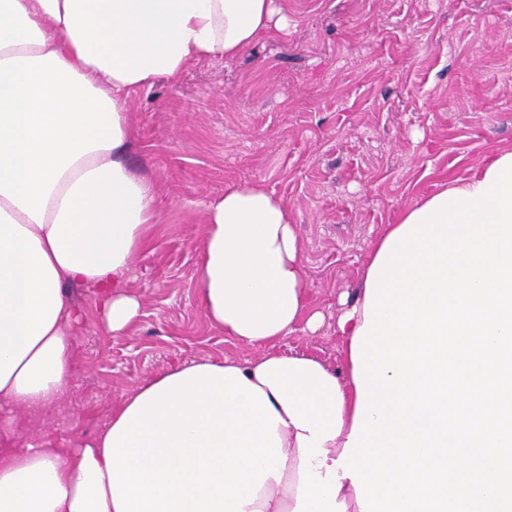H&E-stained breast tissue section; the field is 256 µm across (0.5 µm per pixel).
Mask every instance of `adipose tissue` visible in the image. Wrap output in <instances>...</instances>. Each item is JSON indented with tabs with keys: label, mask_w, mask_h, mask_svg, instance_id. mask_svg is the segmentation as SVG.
<instances>
[{
	"label": "adipose tissue",
	"mask_w": 512,
	"mask_h": 512,
	"mask_svg": "<svg viewBox=\"0 0 512 512\" xmlns=\"http://www.w3.org/2000/svg\"><path fill=\"white\" fill-rule=\"evenodd\" d=\"M287 26L275 0H0V411L37 416L67 393L83 317L69 286L97 289L113 335L139 316L117 284L160 197L126 161L130 94ZM204 218L201 311L257 357L145 378L84 446L0 448V512H360L335 461L365 290L336 318L345 373L282 354L298 324L323 323L287 206L241 183Z\"/></svg>",
	"instance_id": "1"
}]
</instances>
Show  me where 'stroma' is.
Segmentation results:
<instances>
[{
    "label": "stroma",
    "instance_id": "stroma-1",
    "mask_svg": "<svg viewBox=\"0 0 512 512\" xmlns=\"http://www.w3.org/2000/svg\"><path fill=\"white\" fill-rule=\"evenodd\" d=\"M288 27L232 60L131 93L128 164L158 189L160 219L122 281L141 300L119 336L93 288L72 331L64 399L17 415L10 445L76 448L143 379L194 359L257 357L225 339L198 304L204 206L247 182L297 224L317 332L298 324L278 348L344 364L334 332L373 241L400 211L483 156L512 148V0H277Z\"/></svg>",
    "mask_w": 512,
    "mask_h": 512
}]
</instances>
